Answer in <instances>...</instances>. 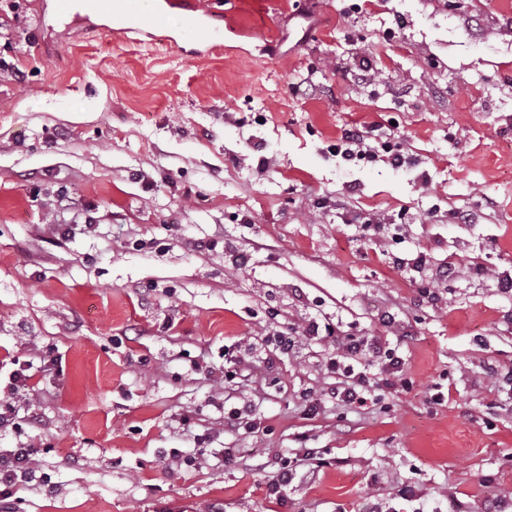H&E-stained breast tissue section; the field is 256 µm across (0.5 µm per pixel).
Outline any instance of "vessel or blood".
Returning a JSON list of instances; mask_svg holds the SVG:
<instances>
[{
    "label": "vessel or blood",
    "instance_id": "obj_1",
    "mask_svg": "<svg viewBox=\"0 0 512 512\" xmlns=\"http://www.w3.org/2000/svg\"><path fill=\"white\" fill-rule=\"evenodd\" d=\"M53 11L86 31L103 29L123 41L132 34L152 38L154 31L163 28L167 14L166 7L156 8L150 23H143L139 0H53ZM212 18V12L190 8L181 36L192 38L197 30L209 26Z\"/></svg>",
    "mask_w": 512,
    "mask_h": 512
}]
</instances>
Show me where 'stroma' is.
<instances>
[{
	"label": "stroma",
	"instance_id": "1",
	"mask_svg": "<svg viewBox=\"0 0 512 512\" xmlns=\"http://www.w3.org/2000/svg\"><path fill=\"white\" fill-rule=\"evenodd\" d=\"M199 3L206 56L176 10L133 44L0 0V401L30 364L0 448L46 477L0 512H484L512 495V0ZM355 123L403 164L337 155ZM313 322L410 387L337 403ZM306 448L267 499L253 463Z\"/></svg>",
	"mask_w": 512,
	"mask_h": 512
}]
</instances>
